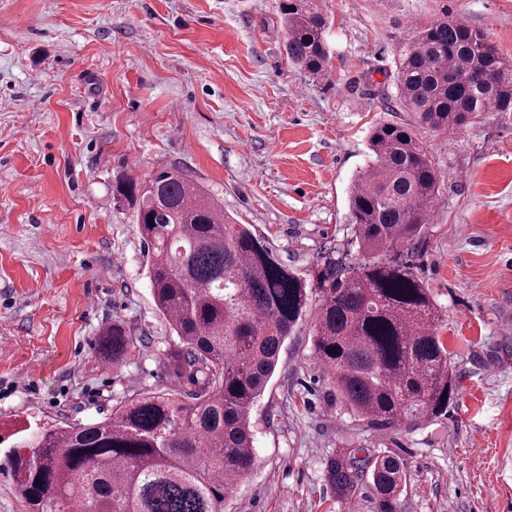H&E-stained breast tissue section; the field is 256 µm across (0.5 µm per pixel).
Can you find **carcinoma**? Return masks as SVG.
Wrapping results in <instances>:
<instances>
[{
  "mask_svg": "<svg viewBox=\"0 0 512 512\" xmlns=\"http://www.w3.org/2000/svg\"><path fill=\"white\" fill-rule=\"evenodd\" d=\"M288 61L327 71V18L317 0H282ZM393 112L348 192L358 258L328 259L313 354L336 400L375 432L417 427L457 398L444 313L399 251L419 241L440 175L420 134L445 133L490 112H512V61L486 33L443 15L412 30L395 58ZM114 205L131 206L157 309L178 342L162 353L167 385L92 424L21 425L0 470L29 512H224L255 466L252 412L281 348L308 311L313 288L276 258L251 224L177 170L125 177ZM100 353L118 363L133 347L120 324L102 328ZM336 353H330V350ZM338 448L326 479L344 499L368 486L377 512H400L410 474L383 452Z\"/></svg>",
  "mask_w": 512,
  "mask_h": 512,
  "instance_id": "cac0c4a2",
  "label": "carcinoma"
}]
</instances>
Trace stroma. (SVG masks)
I'll return each mask as SVG.
<instances>
[{"label": "stroma", "instance_id": "35a3bbf8", "mask_svg": "<svg viewBox=\"0 0 512 512\" xmlns=\"http://www.w3.org/2000/svg\"><path fill=\"white\" fill-rule=\"evenodd\" d=\"M331 61L289 63L280 0H0V433L94 423L166 386L176 341L156 308L121 176L182 171L308 282L354 257L347 194L387 111L411 25L467 19L512 60V0H319ZM423 139L439 194L408 256L446 314L459 394L447 417L376 434L330 392L313 317L285 341L253 412L256 464L224 512H376L337 497V448L388 449L401 512H512V116ZM134 346L105 361L101 329Z\"/></svg>", "mask_w": 512, "mask_h": 512}]
</instances>
